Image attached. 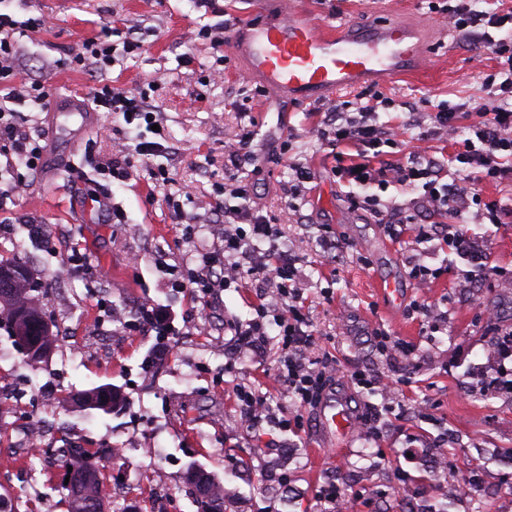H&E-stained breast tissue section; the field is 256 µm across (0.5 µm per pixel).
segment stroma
I'll use <instances>...</instances> for the list:
<instances>
[{
	"label": "stroma",
	"instance_id": "1",
	"mask_svg": "<svg viewBox=\"0 0 512 512\" xmlns=\"http://www.w3.org/2000/svg\"><path fill=\"white\" fill-rule=\"evenodd\" d=\"M455 2L284 0V10H302L328 26L401 21L426 40L418 71L304 103L277 100L262 83L245 80L240 60L219 55L200 35L210 26L229 30L259 18V0H0V11L15 19L49 21L47 30L18 39L26 78L47 81L56 98L87 101L106 84L147 91L163 144L174 152L164 184L140 161L123 182L96 174L114 143L137 135L122 116L104 112L78 153L62 158L58 171H24V191L0 209V224L14 238L0 260L26 261L45 286L42 303L56 327L93 344L98 320L117 314L109 356L83 355L60 340L38 371L0 326V383L24 394L21 404L0 406V500L15 512H67L61 449L74 442L119 451L101 465L106 512H157L161 497L166 512H196L185 480L193 468L223 485L225 512H326L318 490L331 482L349 496L353 512H431L440 502L450 512H512V390L495 384L492 357L498 333L512 328V218L493 224L487 217L492 203L512 209V182L475 183L478 198L464 218L496 272L467 288V263L445 242L414 230L393 238L383 213L352 202L331 147L316 135L334 106L360 93L378 95L396 102L380 121L402 125L413 108L422 122L389 154L390 163L453 153V139L433 134L429 115L441 105L465 104L460 126L483 121L484 80L498 62L496 51L449 26L441 9ZM108 22L141 40L142 49L116 51V63L105 70L72 64L81 42ZM219 56L220 74L213 70ZM245 126L260 162L258 170L239 172L227 162L224 143ZM295 164L307 167L311 180L293 200L287 189ZM238 173L298 257L318 354L398 382L392 395L343 378L328 383L326 395L346 397L356 416L344 446L328 448L314 407L304 411L296 433L271 423L258 431L243 425L236 386L260 387L274 408L294 407L270 375L273 351L241 350L234 336V325L255 315L253 287L218 292L200 311L189 291L170 285L169 270L197 268L202 254L219 245L224 179ZM99 194L122 208L124 222L87 212L88 198ZM168 196L178 200L179 212L168 209ZM48 235L59 238L57 249L46 246ZM73 252L104 277H74L55 289L61 259ZM416 264L442 274L418 286L411 276ZM383 280L398 283L400 302L381 296ZM417 302L427 313L414 310ZM143 305L164 315L166 335L136 329ZM439 315L442 330L430 332L429 321ZM379 332L412 344L413 354L381 356L374 344ZM101 385L120 390V411L88 415L62 401L67 392ZM30 420L56 428L38 452L16 444L14 424ZM146 448L156 456H143ZM44 453L53 456L52 467L41 466Z\"/></svg>",
	"mask_w": 512,
	"mask_h": 512
}]
</instances>
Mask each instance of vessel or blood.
Wrapping results in <instances>:
<instances>
[{"label":"vessel or blood","instance_id":"b4317fda","mask_svg":"<svg viewBox=\"0 0 512 512\" xmlns=\"http://www.w3.org/2000/svg\"><path fill=\"white\" fill-rule=\"evenodd\" d=\"M226 47L242 60L247 77L293 101L353 89L369 78L388 83L412 71L425 57L424 41L405 23H382L366 30L328 29L298 11L241 22ZM55 109L78 115L70 137L71 146H78L95 122L94 113L74 97L57 99ZM319 419L335 440L349 438L355 426L342 400L326 402Z\"/></svg>","mask_w":512,"mask_h":512}]
</instances>
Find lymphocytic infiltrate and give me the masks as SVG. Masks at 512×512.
Listing matches in <instances>:
<instances>
[{"instance_id": "1", "label": "lymphocytic infiltrate", "mask_w": 512, "mask_h": 512, "mask_svg": "<svg viewBox=\"0 0 512 512\" xmlns=\"http://www.w3.org/2000/svg\"><path fill=\"white\" fill-rule=\"evenodd\" d=\"M448 22L476 40L497 50L503 61L496 74L488 75L485 86L494 106L488 119L470 126L454 160L458 168L451 181H444L445 165L435 157L417 158L408 165H394L383 159L382 147L399 144L397 132L379 123L375 105H358L356 113L337 111L331 124L333 146H354L357 154L350 163H337V176L365 188L361 201L378 203L371 186H411L420 189L419 204L436 220L460 218L469 207L475 192L472 174L492 180L512 174V51L495 41L492 32L512 24V11L478 10L474 0H459L448 11ZM45 18L17 21L0 14V175L6 182L0 187V202L24 189L14 176L18 168L37 170L43 148L16 121L19 108L47 105L51 89L41 82L29 83L22 78L18 63L16 37L45 30ZM96 110L121 114L125 123L142 126L157 122L156 110L143 92H126L103 86L92 96ZM224 243L202 257V270L173 280L181 289H194L210 296L216 289L242 286L251 282L259 289H271L270 301L258 302L256 316L234 328L240 349L260 352L274 348L276 383L293 398L299 412L275 415L265 393L252 386H239L235 398L247 427L256 429L263 422L276 421L286 431L301 428L303 408L317 405L323 398L327 381L337 372L334 360L316 355L317 338L305 317L303 294L296 283L294 258L273 244L278 233L270 218L262 214L253 200L249 181L237 177L224 182ZM269 241L266 251L253 249L254 241Z\"/></svg>"}]
</instances>
